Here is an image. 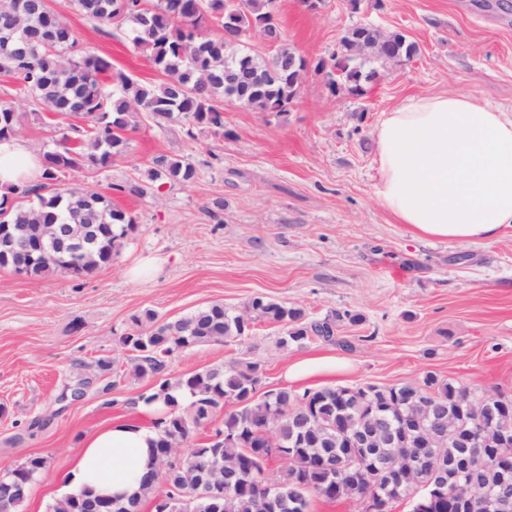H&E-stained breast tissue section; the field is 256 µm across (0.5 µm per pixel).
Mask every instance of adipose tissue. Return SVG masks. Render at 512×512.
<instances>
[{
  "instance_id": "ef3b65f1",
  "label": "adipose tissue",
  "mask_w": 512,
  "mask_h": 512,
  "mask_svg": "<svg viewBox=\"0 0 512 512\" xmlns=\"http://www.w3.org/2000/svg\"><path fill=\"white\" fill-rule=\"evenodd\" d=\"M377 195L422 239L479 244L512 228V113L470 96L406 99L374 131ZM40 157L20 141L0 142V194L42 179ZM162 401L139 402L138 417L88 435L72 494L127 498L150 469Z\"/></svg>"
}]
</instances>
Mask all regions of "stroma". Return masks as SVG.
Instances as JSON below:
<instances>
[{
  "mask_svg": "<svg viewBox=\"0 0 512 512\" xmlns=\"http://www.w3.org/2000/svg\"><path fill=\"white\" fill-rule=\"evenodd\" d=\"M500 0H277L287 44L309 60L337 51L343 32L369 18L418 47L402 66L382 70L353 97L308 74L286 114L230 108L225 133L188 137L178 123L141 117L126 154L88 165L60 182L109 196L135 219L111 264L76 277L40 281L0 268V471L32 456L48 468L19 512H47L71 477L84 438L136 415L154 385L131 373L134 354L120 338L133 316H183L220 302L241 309L263 295L308 317L342 314L332 342L283 349L281 327L255 323L250 338L175 352L167 374L259 359L262 390L284 387L295 360L335 356V376L297 390L392 385L435 373L488 393L512 394V230L482 244L418 240L381 205L374 130L383 113L415 95L451 93L512 110V12ZM77 32L83 55L148 82L161 75L127 29L79 13L73 0H49ZM0 101L24 116L21 141L54 150L62 126L34 105L18 80L0 74ZM187 158L189 185L157 183L141 195L158 154ZM112 360L100 372L99 359ZM79 399L70 394L78 379ZM40 427H33V420Z\"/></svg>",
  "mask_w": 512,
  "mask_h": 512,
  "instance_id": "1",
  "label": "stroma"
}]
</instances>
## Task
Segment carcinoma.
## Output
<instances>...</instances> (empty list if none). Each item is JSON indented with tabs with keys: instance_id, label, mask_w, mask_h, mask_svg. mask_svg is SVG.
<instances>
[{
	"instance_id": "carcinoma-1",
	"label": "carcinoma",
	"mask_w": 512,
	"mask_h": 512,
	"mask_svg": "<svg viewBox=\"0 0 512 512\" xmlns=\"http://www.w3.org/2000/svg\"><path fill=\"white\" fill-rule=\"evenodd\" d=\"M17 0H0V74L20 81L33 101L59 117L78 112L91 119L89 129L78 133L76 143L63 135L61 148L43 154L44 177L34 185L15 187L0 197V226L20 227L35 237L40 224H102L105 234L84 256L51 254L34 271L41 279L65 271L90 275L112 262L121 241L132 231L135 219L112 205V199L97 191L85 190L78 197L58 187V174L86 165H108L122 157L127 134L137 128V119L146 114L157 123L177 122L193 130L224 134V109L250 108L257 112L289 111L297 100L304 76L311 70L325 72L331 92L345 90L364 95L366 84L375 81L387 65L402 64L417 53L415 43L398 31L389 33L391 53L381 54L375 37L354 25L340 38L339 50L332 53L333 70L323 60L310 62L288 46L278 24L267 27L270 55L248 47L253 28L268 21L275 0H74L80 12L106 26H127L135 46L149 53L162 81L140 82L121 72H110L109 62L94 57H76V33L41 0H24L25 12L17 13ZM235 14V24L224 26V13ZM224 28V34L207 36L209 25ZM23 119L16 109L0 102V142L17 139L23 133ZM195 167L183 157L159 155L146 170L151 182L190 183ZM341 315L308 319L301 308L290 307L257 295L236 313L222 303H213L176 319L160 321L146 311L132 318V332L121 342L136 352L135 376L165 375V357L180 350L210 343L242 340L252 334L248 326L257 322L284 328L278 345L302 346L313 339L335 340L336 320ZM260 360L232 361L162 381L145 397L150 402L163 399L165 409L156 422L158 438L154 467L143 484V498L122 501L128 512H140L142 499L154 502L155 512H213L212 498L200 487V478L214 456L224 465V476L236 484L224 491V512H263L260 502L269 466L265 449L276 442L285 449V471L275 479L283 507L294 512L293 502L311 497L333 502L351 500L362 504L373 490L393 501L394 493L380 486L371 488L361 473L358 452L351 448L338 427L369 417L375 409L382 415L403 413L424 418L428 409L462 413L460 402L471 387L440 381L432 373L420 380L397 385L361 384L352 387H323L302 392L288 388L267 391L244 406L224 409L248 395L262 382ZM182 390L191 397L182 405L170 395ZM224 410L220 446L207 441L185 454L170 447L173 440L187 441L193 430L212 413ZM496 424L512 431V396L497 394L493 404ZM317 433L336 440L330 450L342 468L332 473L322 465L323 449L306 445L292 448L289 442L302 433ZM426 434L414 431L402 448L391 450L376 464L398 461L407 486L428 483L432 475L408 464L407 449L419 447ZM48 467L47 459L28 458L11 469L21 475L37 476ZM512 472V442L495 443L472 474L473 490H489L498 484L504 471ZM176 499L177 510L164 511L162 498Z\"/></svg>"
}]
</instances>
